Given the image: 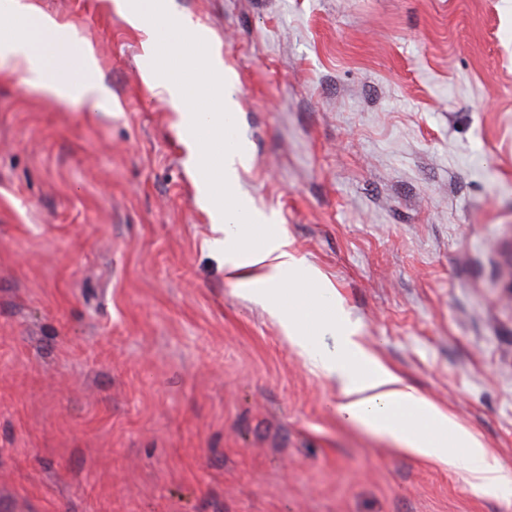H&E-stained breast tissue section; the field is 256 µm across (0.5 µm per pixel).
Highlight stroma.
<instances>
[{"mask_svg": "<svg viewBox=\"0 0 512 512\" xmlns=\"http://www.w3.org/2000/svg\"><path fill=\"white\" fill-rule=\"evenodd\" d=\"M99 106L0 62V512H512L341 421L231 280L114 0H35ZM219 49L240 188L361 341L512 471V0H172Z\"/></svg>", "mask_w": 512, "mask_h": 512, "instance_id": "1", "label": "stroma"}]
</instances>
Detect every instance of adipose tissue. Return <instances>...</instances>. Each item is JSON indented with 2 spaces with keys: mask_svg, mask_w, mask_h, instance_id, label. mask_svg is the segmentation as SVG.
<instances>
[{
  "mask_svg": "<svg viewBox=\"0 0 512 512\" xmlns=\"http://www.w3.org/2000/svg\"><path fill=\"white\" fill-rule=\"evenodd\" d=\"M121 9L127 22L146 35L152 56L169 53V46L156 36L158 25L172 21L161 0H123ZM0 24L9 27L0 37V60L24 72L31 84L62 100L95 103L103 97L92 50L61 39L51 16L34 5L5 0ZM184 33L199 42V52L186 55L183 62L207 74L196 89L203 107L187 106L183 85L163 69L152 70L148 81L168 97L180 125L205 129L225 144L222 165H215L213 157L201 151L189 162L199 176V191L212 217L213 244L224 252L226 271L265 305L311 365L335 382L336 412L342 421L421 459L468 473L483 492L511 489L512 473L490 464L489 449L473 432L417 393L360 342L358 329L335 301L331 284L290 253L281 226L241 194L239 171L250 158L227 139L233 131L236 102L223 76L224 60L201 39L199 30L188 27ZM318 336L335 337V347L316 346Z\"/></svg>",
  "mask_w": 512,
  "mask_h": 512,
  "instance_id": "1",
  "label": "adipose tissue"
}]
</instances>
